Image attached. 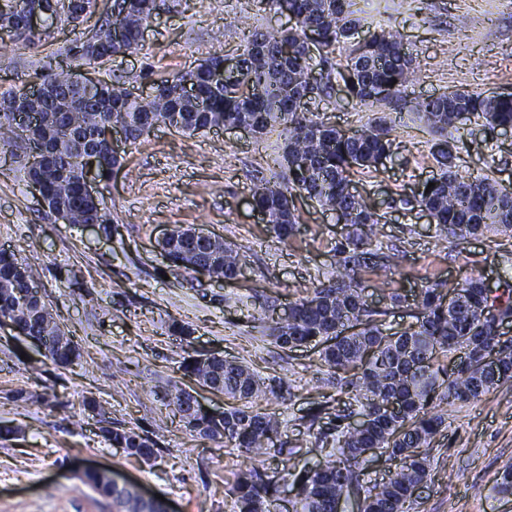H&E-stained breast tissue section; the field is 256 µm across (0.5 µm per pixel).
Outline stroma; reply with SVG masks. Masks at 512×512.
Here are the masks:
<instances>
[{
  "instance_id": "stroma-1",
  "label": "stroma",
  "mask_w": 512,
  "mask_h": 512,
  "mask_svg": "<svg viewBox=\"0 0 512 512\" xmlns=\"http://www.w3.org/2000/svg\"><path fill=\"white\" fill-rule=\"evenodd\" d=\"M365 21L355 39L397 33L414 57L413 79L402 99L436 96L451 88L512 93V5L507 0H361ZM282 7L247 8L244 0H165L147 24L139 51L88 65L95 78L121 77L128 89L147 92L159 77L197 66L215 52L240 53L251 29L276 32L293 26ZM87 27L58 23L53 42L33 50L0 37V92L28 86L34 70L73 66L71 47ZM309 109L343 129L357 130L385 117L393 155L376 171L356 174L357 193L374 201L381 220L370 235L386 264L362 269L369 300L412 293L436 282L473 274L497 281L512 271V235L486 233L459 244L441 240L424 211L399 199L436 177L435 136L418 113L395 103L364 106L342 81ZM459 171L488 168L512 187V132L473 121L456 134ZM284 135L263 137L215 128L189 136L155 127L127 146L124 163L101 195L112 222L90 227L48 216L23 179L21 158L0 153V250L36 267L39 286L81 357L62 368L32 342L0 323V512H113L110 500L85 483L90 467L107 469L162 495L169 512H233L229 487L247 455L222 441L200 437L181 422L165 391L194 393L208 410L224 409V396L208 392L182 370L186 358L215 353L248 364L275 387L259 408L282 414L288 455L269 467L322 461L314 432L335 433L336 416L315 410L334 401L336 386L309 344L284 351L271 343L257 315H283L301 289L325 280L338 266L336 247L347 225L334 211L299 199L301 222L281 243L251 204V179L262 171L280 182L271 158ZM202 226L235 245L242 274L232 285L171 267L158 243L177 226ZM95 400L113 424L149 434L159 452L150 461L115 448L96 417ZM427 454L430 481L410 512H512V496L494 487L512 466V382L480 400L455 403L447 426Z\"/></svg>"
}]
</instances>
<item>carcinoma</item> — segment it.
I'll return each mask as SVG.
<instances>
[{
  "instance_id": "obj_1",
  "label": "carcinoma",
  "mask_w": 512,
  "mask_h": 512,
  "mask_svg": "<svg viewBox=\"0 0 512 512\" xmlns=\"http://www.w3.org/2000/svg\"><path fill=\"white\" fill-rule=\"evenodd\" d=\"M284 2L296 16L295 25L275 34H250L239 54L237 75L222 85L211 83L200 64L156 81V97L137 101L129 98L125 82L116 77L101 82L106 95L95 103L41 102V126L28 136L17 129L10 115L21 91L1 93L0 148L11 151L22 143L26 186L44 196L49 214L87 223L98 207L80 195L82 154L97 147L106 172L123 163L102 141L89 143V135L99 136L108 127L126 122L132 124L133 144L154 123L189 135L220 125H247L260 137L281 127L285 141L274 163L288 174L299 161L305 169L294 178L287 177L286 188L253 176V202L268 216L271 231L288 241L300 223L295 200L303 196L342 212L354 230L337 248L343 260L335 275L299 298L289 309L288 320L266 313L260 321L267 336L284 351L319 344L321 365L336 376V389L356 403L357 415L366 418L368 426L359 432L348 424L336 425L327 460L314 468L290 467L282 475L255 466L238 470L230 489L233 512H271L281 483L289 476L297 489L293 512H338L342 503L353 512H409L414 489L430 478V461L423 449L446 426L447 417L434 410V403L477 401L512 380V341L501 339L494 328L496 319L512 317V273L502 275L493 291L485 287L482 276L471 275L460 282L428 284L411 302L393 292L387 296L389 305L416 308V322L396 332L386 329L382 319L386 311L371 307L357 280L361 269L381 260L364 232L365 227L379 223L381 215L353 190L352 176L359 170L378 169L391 156V128L380 118L364 129L346 131L298 108L296 102L310 93L330 94L338 68L347 94L358 103L390 102L412 74L413 56L399 35L384 30L362 42H351L361 23L357 0H266L271 7ZM70 4L72 0H44L50 10L45 31L36 39H23V44L39 48L50 43L55 24L68 20ZM78 8L85 12V20L96 19L92 33L97 40L106 34L114 13L131 19L124 48L136 50L138 26L152 18L159 3L112 0L111 12L105 14L100 0H80ZM309 31L318 36L316 52L308 42ZM340 48L345 53L342 63L334 61ZM313 68L322 75L315 87L307 80ZM39 80L54 89H70L71 73L48 68ZM187 82L197 87L204 108L185 96ZM252 84L261 85L264 93H249ZM411 110L422 114L437 136L434 157L441 173L435 187L422 188L402 203L429 212L439 230L459 243L489 231L511 234L512 190L489 174H459L452 131L459 130L462 113L493 130L512 128V93L487 95L457 88L418 99ZM187 232L177 227L160 242L173 266L195 273L203 260L210 277L226 283L236 280L242 267L238 250L219 238L202 258L188 246ZM450 296L457 301L453 310L445 304ZM0 313L16 320L27 335L44 341L46 358L55 365L67 367L79 357L78 344L40 295L36 271L5 251H0ZM457 348L464 349L466 365L460 369L441 365L439 357ZM490 353L497 359L494 370L485 362ZM184 371L203 385L221 381L224 396L235 401L217 415L203 413L184 421L185 428L246 454L284 453L276 447L282 420L274 412L252 406L261 394L275 393V388L266 386L247 364L194 358ZM100 430L112 446L130 456L149 459L156 453V442L147 434L105 425ZM369 449L395 462V471L384 482L371 481L365 472ZM84 480L111 499L116 512H154L141 502L136 487L117 489L106 473H87Z\"/></svg>"
}]
</instances>
